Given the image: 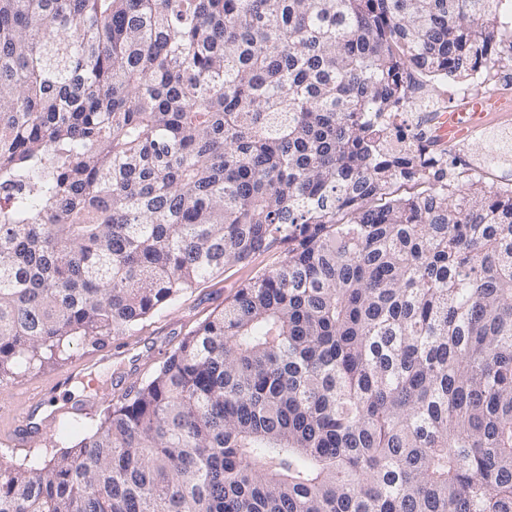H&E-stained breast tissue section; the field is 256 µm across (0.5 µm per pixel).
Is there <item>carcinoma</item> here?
Returning <instances> with one entry per match:
<instances>
[{
	"mask_svg": "<svg viewBox=\"0 0 512 512\" xmlns=\"http://www.w3.org/2000/svg\"><path fill=\"white\" fill-rule=\"evenodd\" d=\"M502 6L0 0V383L284 245L0 512H512V192L383 138Z\"/></svg>",
	"mask_w": 512,
	"mask_h": 512,
	"instance_id": "cac0c4a2",
	"label": "carcinoma"
}]
</instances>
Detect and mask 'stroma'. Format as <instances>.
Segmentation results:
<instances>
[{
	"label": "stroma",
	"instance_id": "1",
	"mask_svg": "<svg viewBox=\"0 0 512 512\" xmlns=\"http://www.w3.org/2000/svg\"><path fill=\"white\" fill-rule=\"evenodd\" d=\"M436 108L460 111L455 81L415 79L411 98L398 121L408 134H417L420 125L429 120ZM275 259V254L269 253L249 264L232 267L193 292L163 305L134 332L109 337L108 342L114 348L109 361H98L93 355L94 345L83 343L71 347L64 359L34 366L24 376L0 384V412L14 408L30 383L58 384L56 390L47 391L42 399V413L32 418L44 438L43 444L10 451L0 460L16 466L41 464L50 460L57 450L74 446L95 429L112 397L124 395L126 388L152 377L166 355L192 329L222 309L225 298L235 288Z\"/></svg>",
	"mask_w": 512,
	"mask_h": 512
}]
</instances>
